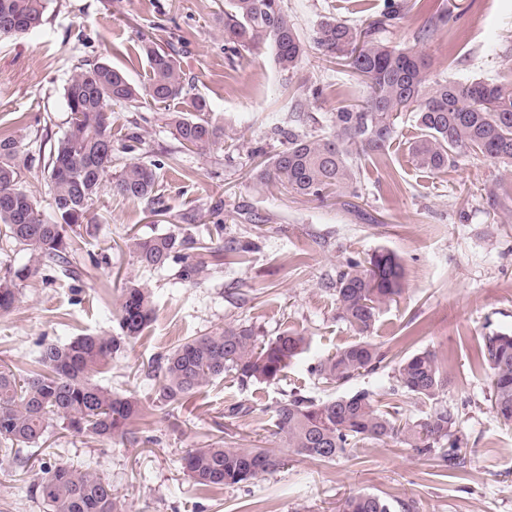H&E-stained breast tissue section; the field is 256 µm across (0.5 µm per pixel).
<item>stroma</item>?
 Here are the masks:
<instances>
[{
	"label": "stroma",
	"instance_id": "1",
	"mask_svg": "<svg viewBox=\"0 0 512 512\" xmlns=\"http://www.w3.org/2000/svg\"><path fill=\"white\" fill-rule=\"evenodd\" d=\"M392 0H284L303 37L320 20L340 16L358 24ZM448 22L419 39L432 12L413 4L384 38L423 53L431 79L512 81V0H440ZM175 47L189 97L155 104L149 97L112 106L114 168L154 163L152 200L103 192L90 215L75 259L77 276L47 265L19 286L13 309L0 315V364L25 367L41 343L86 334L115 335L118 299L127 280L153 294L155 313L142 336L128 343L100 384L137 394L149 415L132 426L133 440L101 441L53 427L41 447L26 449V465L0 454V512H44L31 495L43 467L67 462L92 466L112 485L122 512H337L352 493L416 512H512V426L491 409L486 370L476 363L484 336L512 331V167L465 154L439 172L418 168L408 146L418 134L413 113H401L399 139L386 157L359 162L355 196L315 200L260 183L256 154L272 155L282 126L327 131L339 101L364 95L335 65L308 49L293 73L280 72L267 50L234 52L224 43V0H49L42 25L0 41V132L35 151L44 138L67 129L65 88L86 63L107 61L137 86L149 82L143 40ZM202 96L221 142L204 151L182 148L168 112H191ZM165 212L153 215L155 203ZM191 213V223L181 220ZM223 224L224 240L252 249L229 264L204 251L185 250L158 269L142 266L114 240L133 234L202 237ZM385 248L400 258L404 288L385 306L370 335L385 359L380 369L337 386L311 368L320 357L360 341L336 317V274L348 258ZM195 265L200 273L185 280ZM259 335L305 331L309 350L280 379L241 387L224 377L185 405L161 404L148 373L186 339L226 324ZM435 352L447 376L436 403L399 393L402 417L424 418L433 405L453 410L463 467L387 439L349 449L331 463L283 447L274 434V409L290 392L327 400L362 388L394 385V362ZM241 406L232 416L229 406ZM243 448L280 449L287 464L245 487L203 495L182 467L191 449L216 440Z\"/></svg>",
	"mask_w": 512,
	"mask_h": 512
}]
</instances>
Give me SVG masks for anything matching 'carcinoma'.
<instances>
[{
  "instance_id": "obj_1",
  "label": "carcinoma",
  "mask_w": 512,
  "mask_h": 512,
  "mask_svg": "<svg viewBox=\"0 0 512 512\" xmlns=\"http://www.w3.org/2000/svg\"><path fill=\"white\" fill-rule=\"evenodd\" d=\"M48 0H0V40L17 38L40 27ZM402 5L365 26L328 17L315 30L313 43L325 57L360 81L364 98L331 113L329 131L322 135L288 130L287 145L260 164L259 182L275 180L301 196L324 199L333 193L355 194V157H382L399 138L398 118L415 114L419 135L411 142L413 161L422 169L439 171L461 153L480 154L494 164L512 166V85L480 79L459 82L432 80L429 63L420 53L397 48L380 38L395 23ZM224 42L231 49L253 51L267 44L275 64L292 72L307 52V44L284 9L283 0H225ZM142 52L149 66V83L139 89L107 62H95L75 72L65 88L69 112L63 137L39 146L51 185L52 215L44 216L22 181L32 155H20L18 141L0 133V239L26 252L22 264L7 262L0 272V312L17 301L20 283L35 277L47 263L74 274L76 239L82 237L89 212L102 190L133 200L151 197L156 166L131 161L112 173V103L131 102L145 93L168 103L187 94L176 53L152 40ZM194 112L169 114L177 140L188 151L206 150L224 137V129L207 117L206 101L196 99ZM206 229L202 249L240 257L249 245L229 242L213 247ZM125 246L140 264L160 268L171 257L198 243L192 237L164 234L129 236ZM404 269L387 249L365 259L350 258L336 279L337 317L365 334L374 327L382 307L403 289ZM154 315L149 289L128 281L119 303L116 336L84 334L64 344L40 345L34 367L22 373L0 365V452L16 457L39 444L48 429L61 423L75 435L124 439L130 426L147 416L133 394L118 395L93 379L109 365L126 341L145 330ZM304 332L287 329L265 338L254 327L229 325L186 340L151 368L157 399L178 408L194 393L225 375L241 386L277 379L308 349ZM385 355L376 345L358 341L323 357L314 371L329 384H343L379 369ZM482 364L489 368L491 408L500 422L512 425V332L484 337ZM399 389L425 401L434 400L447 378L435 353L416 352L394 368ZM275 434L287 447L316 461H333L366 440L398 439L423 455L440 458L457 468L462 458L455 447L441 448L456 426L446 407L434 408L424 419L399 417L384 410L376 393L360 389L326 401L291 393L275 410ZM284 466L272 448H239L222 440L196 448L183 457V469L199 490L240 487L273 474ZM35 497L48 512H117L112 484L90 468L61 463L46 467L34 484ZM342 512H396L387 500L368 493L345 499Z\"/></svg>"
}]
</instances>
